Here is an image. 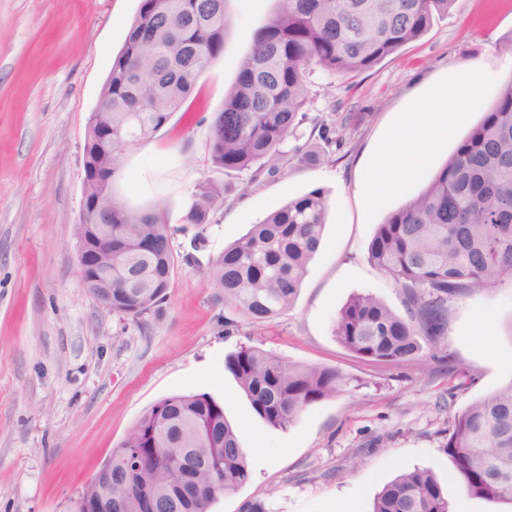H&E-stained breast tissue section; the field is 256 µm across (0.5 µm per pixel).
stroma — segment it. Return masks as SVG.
Returning a JSON list of instances; mask_svg holds the SVG:
<instances>
[{
	"instance_id": "1",
	"label": "stroma",
	"mask_w": 512,
	"mask_h": 512,
	"mask_svg": "<svg viewBox=\"0 0 512 512\" xmlns=\"http://www.w3.org/2000/svg\"><path fill=\"white\" fill-rule=\"evenodd\" d=\"M138 6L0 0V512H71L143 414L184 393L221 403L252 473L211 512H241L253 499L269 512H372L376 493L417 467L436 476L449 512H512V504L469 496L442 446L455 413L512 380V278L451 304L445 350L459 367L454 375L426 353L399 365L361 360L331 332L356 293L401 310L400 291L371 264L368 244L512 81L504 41L512 0H453L424 36L375 70L352 77L314 71L311 119L357 112L361 122L346 131L334 161L296 156L281 175L255 185L249 171L212 165L207 129L276 0H228L222 57L199 78L189 113H174L153 139L132 147L114 182L129 208L162 207L172 233L168 299L135 322L113 315L84 288L74 226L88 119ZM469 63L486 77L479 106L399 193L365 198L360 186L392 128ZM206 180L224 184V206L212 223H186ZM312 191L326 199V227L294 305L273 324L225 334L224 303L208 283L210 261ZM243 343L295 363L338 367L358 385L311 406L288 428H273L224 366Z\"/></svg>"
}]
</instances>
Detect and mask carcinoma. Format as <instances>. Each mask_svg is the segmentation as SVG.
<instances>
[{
    "instance_id": "carcinoma-1",
    "label": "carcinoma",
    "mask_w": 512,
    "mask_h": 512,
    "mask_svg": "<svg viewBox=\"0 0 512 512\" xmlns=\"http://www.w3.org/2000/svg\"><path fill=\"white\" fill-rule=\"evenodd\" d=\"M240 62L224 106L207 130L212 163L247 170L250 182L281 173L285 150L307 119L311 75L375 69L421 38L453 0H277ZM226 0H140L120 52L112 61L84 142L83 202L99 204L95 222L112 224V314L140 321L168 296L175 263L163 211H131L104 194L126 152L147 141L187 100L224 46ZM359 117L318 122L323 143L311 161L332 159L333 146ZM112 123V148L98 139ZM224 189L198 185L186 222L209 224ZM326 200L315 191L291 200L252 225L211 261L209 280L224 299V333L238 320L270 324L293 305L323 238ZM76 249L97 238L75 224ZM370 262L400 289L403 312L370 293L352 295L332 334L354 356L380 363L410 362L427 348L440 354L455 300L512 277V80L460 141L418 195L380 225L367 248ZM226 370L255 413L286 429L309 407L348 393L355 379L336 366L295 364L243 344ZM443 448L467 494L512 504V380L455 414ZM142 451L148 464L138 471ZM109 484L89 483L72 512H209L221 495L250 482L247 454L224 407L206 393L178 394L154 404L101 466ZM373 512H449L436 477L415 468L386 484Z\"/></svg>"
}]
</instances>
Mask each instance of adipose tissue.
Listing matches in <instances>:
<instances>
[{
    "label": "adipose tissue",
    "mask_w": 512,
    "mask_h": 512,
    "mask_svg": "<svg viewBox=\"0 0 512 512\" xmlns=\"http://www.w3.org/2000/svg\"><path fill=\"white\" fill-rule=\"evenodd\" d=\"M482 91L481 74L475 66L459 67L452 88H436L420 103L412 119L413 131L393 129L388 148L378 155L374 172L361 187L372 198L397 192L401 184L413 178L430 152L447 139L454 124L457 104L477 105Z\"/></svg>",
    "instance_id": "obj_1"
}]
</instances>
